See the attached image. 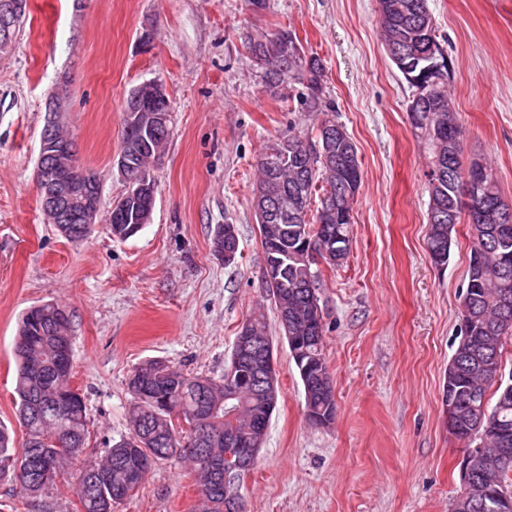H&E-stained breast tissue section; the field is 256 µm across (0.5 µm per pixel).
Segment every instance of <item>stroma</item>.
<instances>
[{
    "label": "stroma",
    "mask_w": 512,
    "mask_h": 512,
    "mask_svg": "<svg viewBox=\"0 0 512 512\" xmlns=\"http://www.w3.org/2000/svg\"><path fill=\"white\" fill-rule=\"evenodd\" d=\"M451 61L463 127L461 159L491 166L512 203V0H427ZM378 0H28L14 49L0 55V423L17 427L18 322L52 302L71 316L73 385L103 456L127 435L128 381L149 359L222 379L240 325L264 314L280 396L243 512H451L463 490L465 443L448 432L443 385L460 336L472 239L455 226L450 257L427 251L428 155L407 115L412 92L379 35ZM291 31L325 66L324 99L357 147L362 183L343 264L319 263L324 355L333 421H309L303 386L262 284L263 248L251 198L268 140L316 121L298 97L271 96L249 59L257 32ZM158 79L173 129L155 165L152 221L113 238L107 222L125 184L129 90ZM81 164L101 185L96 224L65 239L40 208L36 165L49 98ZM236 225L240 253L217 259L211 233ZM188 464H152L112 512H199ZM0 512H80L73 474L23 500L0 481Z\"/></svg>",
    "instance_id": "1"
}]
</instances>
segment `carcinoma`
<instances>
[{
  "label": "carcinoma",
  "instance_id": "cac0c4a2",
  "mask_svg": "<svg viewBox=\"0 0 512 512\" xmlns=\"http://www.w3.org/2000/svg\"><path fill=\"white\" fill-rule=\"evenodd\" d=\"M380 35L384 44H398L417 62H425L426 40L422 29L435 32L427 0H379ZM251 61L260 73L262 85L275 94L281 90L271 85L272 75L267 65L288 58L291 80L306 92L299 95L305 112H320L315 135L288 134L273 138L266 144L258 161V179L254 190L269 188L288 205V212L298 213L296 221L259 226L264 254L275 253L285 266L279 279L264 283L274 302L275 310L288 305L292 319L289 333L304 342L308 357L326 363L323 336L313 335L306 327L305 295L316 287L318 274L301 259L304 244H319L320 237L338 232L343 240L335 242L337 250L325 258L336 266L350 253V224L354 201L343 198L339 185L361 186V165L358 157L348 158L349 145L336 138L331 154L316 150L323 130L339 131L344 125L336 115L324 109V67L319 57L308 55L294 35L280 30L265 41L248 43ZM431 94L446 105V133L440 138L429 128L412 123L416 135L428 150L430 158L437 153L447 157L442 176L428 178L427 249L433 263H438L434 250L440 248L450 256L455 225L461 212L454 213L450 222L433 218L434 203H453L465 176L460 157L448 156V140L462 137L453 101L448 94V77L441 78L431 88ZM125 139L134 138L142 150L127 158L135 169L155 182L153 164L170 135L150 133L139 128L123 127ZM488 198L484 208L469 213L472 247L468 281L462 299V318L466 319L469 335L476 344L456 359V373L450 382V392L459 400L455 415L456 435L461 439H477L491 450L500 447L498 438L503 431L512 432V379L495 390V403L489 404L487 393L494 381L483 374L482 364L501 357L503 340L512 337V322L502 321L497 305L503 284L512 292V223L500 221L499 207L506 205L497 180L483 190ZM320 206L312 208L313 198ZM131 205L112 215V235L127 240L126 229L137 223L146 211V201L130 199ZM211 248L220 256L224 251L239 252L237 234L224 233V225L215 226ZM59 306L45 303L32 307L22 318L15 344L18 372L15 381L17 420L25 430V440L16 447L10 430L0 425V479L13 478L17 466L25 475L20 492L37 499L56 484L54 477L68 469L85 448L88 436L86 406L83 397L71 385L73 364L61 362V349L73 344L71 323L55 321ZM225 381H214L157 360L141 363L132 372L128 390L134 404L130 416V433L105 450L102 460L85 466L79 473L76 491L82 512H106L105 507L125 499L124 486L129 475L137 473L136 483L144 474L138 472L141 458L163 460L187 458L193 463V475L207 503V512H226L224 507V478L216 474L208 462L209 453L224 447V441L236 436L250 438L255 424L268 430L275 407L261 393L246 392L242 410L230 415L224 411ZM310 421L333 415L335 402L319 395L305 398ZM60 441L71 451L58 455L53 461L52 475L45 476L39 467L28 462L29 449L54 445Z\"/></svg>",
  "mask_w": 512,
  "mask_h": 512
}]
</instances>
